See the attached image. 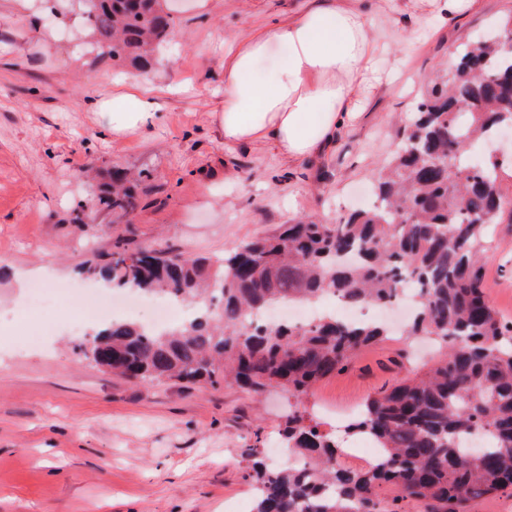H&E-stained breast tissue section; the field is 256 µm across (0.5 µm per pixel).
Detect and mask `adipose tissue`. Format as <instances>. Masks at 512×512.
Masks as SVG:
<instances>
[{"label":"adipose tissue","instance_id":"obj_1","mask_svg":"<svg viewBox=\"0 0 512 512\" xmlns=\"http://www.w3.org/2000/svg\"><path fill=\"white\" fill-rule=\"evenodd\" d=\"M377 35L351 0H307L294 15L224 54V103L212 112L225 143L264 144L288 160L329 145L382 74ZM112 97L113 134L152 122L158 103L128 80Z\"/></svg>","mask_w":512,"mask_h":512}]
</instances>
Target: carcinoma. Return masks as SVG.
<instances>
[{"label":"carcinoma","instance_id":"cac0c4a2","mask_svg":"<svg viewBox=\"0 0 512 512\" xmlns=\"http://www.w3.org/2000/svg\"><path fill=\"white\" fill-rule=\"evenodd\" d=\"M84 2L103 59L145 69L175 28L161 0ZM510 33L506 14L430 78L377 173L374 205L338 224L297 219L214 259L119 247L84 268L117 288L195 308L164 329L112 321L82 345H92L96 366L144 385L168 379L281 389L298 405L316 382L391 333L380 322L333 313L304 326L254 317L325 296L381 306L415 286L403 336L409 343L426 337L440 356L370 396L347 426L376 441L375 462L341 467L336 438L290 414L283 436L307 466L274 469L251 449L252 512H404V502L416 504L413 512H471L486 496H512V322L498 316L483 281L493 251L487 227L512 211V194L501 189L502 162H474L466 150L512 125V55L499 44ZM134 182L127 171L112 172V191L101 198L112 214L138 207ZM384 485L393 490L389 500L378 497Z\"/></svg>","mask_w":512,"mask_h":512}]
</instances>
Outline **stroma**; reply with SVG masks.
I'll return each mask as SVG.
<instances>
[{"instance_id": "35a3bbf8", "label": "stroma", "mask_w": 512, "mask_h": 512, "mask_svg": "<svg viewBox=\"0 0 512 512\" xmlns=\"http://www.w3.org/2000/svg\"><path fill=\"white\" fill-rule=\"evenodd\" d=\"M0 5V512H225L252 506L249 450H267L288 414V395L233 385L144 386L108 374L59 327L26 347L13 317L35 284L95 287L83 267L121 239L220 256L305 216L335 224L365 206L375 166L395 149L397 115L422 97L428 77L512 0H472L455 18L434 0H358L382 42L388 84L370 90L359 118L323 155L284 161L271 148L225 143L210 112L224 99L223 43L269 26L301 0H179L170 41L151 68L98 58L80 0ZM133 79L160 107L151 125L115 137L89 99L111 100L112 83ZM143 172L139 206L113 218L100 200L112 172ZM485 289L512 321V216L492 227ZM409 349L402 366L390 345L362 349L322 379L305 404L327 425L429 360Z\"/></svg>"}]
</instances>
